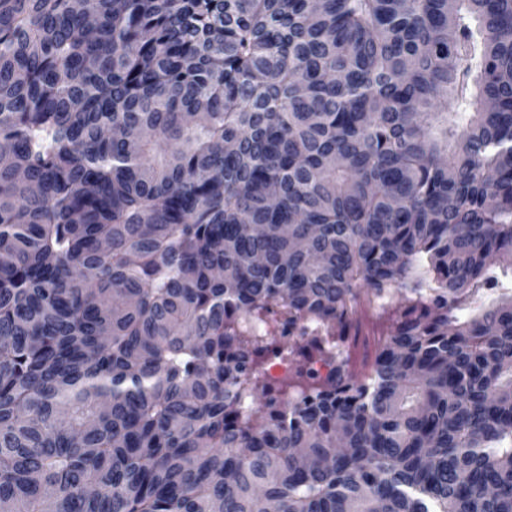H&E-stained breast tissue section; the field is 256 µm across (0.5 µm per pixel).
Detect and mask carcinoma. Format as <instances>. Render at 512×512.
Returning <instances> with one entry per match:
<instances>
[{
	"label": "carcinoma",
	"instance_id": "cac0c4a2",
	"mask_svg": "<svg viewBox=\"0 0 512 512\" xmlns=\"http://www.w3.org/2000/svg\"><path fill=\"white\" fill-rule=\"evenodd\" d=\"M497 268L512 0H0V512H512Z\"/></svg>",
	"mask_w": 512,
	"mask_h": 512
}]
</instances>
